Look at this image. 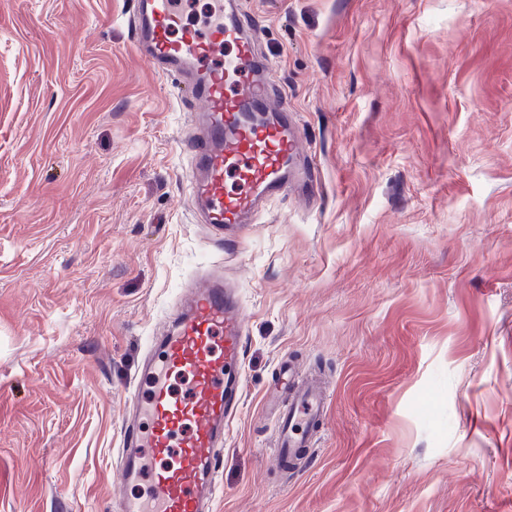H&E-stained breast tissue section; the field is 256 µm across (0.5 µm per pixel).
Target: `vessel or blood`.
Wrapping results in <instances>:
<instances>
[{
  "label": "vessel or blood",
  "instance_id": "1",
  "mask_svg": "<svg viewBox=\"0 0 512 512\" xmlns=\"http://www.w3.org/2000/svg\"><path fill=\"white\" fill-rule=\"evenodd\" d=\"M235 11L234 0H213L193 29L184 0H134L127 20L134 51L159 75L178 77L201 104L181 150L193 214L219 240L225 228L255 223L285 192L306 194L314 185L312 158L299 150L287 106L257 116L269 94L268 65ZM245 338L237 288L216 269L193 282L158 338L161 356L148 352L142 360L150 390L136 397V412L121 428L115 465L143 492L120 499L117 512H215L224 428L243 396ZM174 375L190 384L183 396L170 391ZM326 404L321 389L294 386L277 437L283 469L308 458Z\"/></svg>",
  "mask_w": 512,
  "mask_h": 512
}]
</instances>
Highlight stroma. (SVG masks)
<instances>
[{
    "mask_svg": "<svg viewBox=\"0 0 512 512\" xmlns=\"http://www.w3.org/2000/svg\"><path fill=\"white\" fill-rule=\"evenodd\" d=\"M133 0H0V512H114L152 337L247 315L218 512H512V0H244L318 183L216 244ZM326 420L282 470L283 361Z\"/></svg>",
    "mask_w": 512,
    "mask_h": 512,
    "instance_id": "stroma-1",
    "label": "stroma"
}]
</instances>
